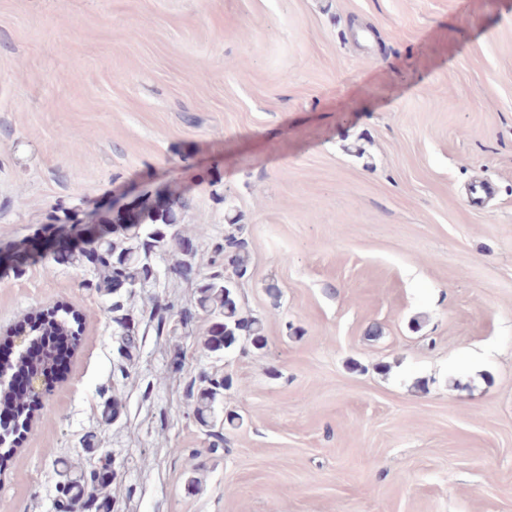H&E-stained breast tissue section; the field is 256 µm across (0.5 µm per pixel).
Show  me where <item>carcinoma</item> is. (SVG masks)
Returning <instances> with one entry per match:
<instances>
[{
    "label": "carcinoma",
    "instance_id": "cac0c4a2",
    "mask_svg": "<svg viewBox=\"0 0 512 512\" xmlns=\"http://www.w3.org/2000/svg\"><path fill=\"white\" fill-rule=\"evenodd\" d=\"M184 208L185 203L178 196L141 200L130 218L105 216L104 222L113 225L112 238L86 241L64 256H41L47 270L66 262L91 274L84 285L112 298V323L129 354L138 348L139 332L126 309L127 298L113 290L120 281L129 288L150 283L152 272L159 271L160 261L175 245L170 232L180 229ZM249 264L250 253L242 236L229 233L224 241L214 243L209 271L197 283L198 308L207 321L203 345L211 353L235 350L243 339L256 350L266 346L263 321L243 311L237 287L232 283L233 277L246 275ZM80 320L77 311L57 303L20 324L19 329L27 330L25 350H20L9 337L0 341V375H5V380H0V468L13 456L19 438L28 432L40 403L41 395L31 391L28 381L35 373L47 370L60 379L64 377L67 367L58 361L54 351L64 344L74 345L81 332ZM231 386L230 379L224 376H199L193 416L208 428L216 449L224 442V433L217 430V425L232 426L237 420L236 414L228 413L221 421H214V405ZM62 494L67 497L70 510L82 509L89 502L84 486L72 481L64 483Z\"/></svg>",
    "mask_w": 512,
    "mask_h": 512
}]
</instances>
